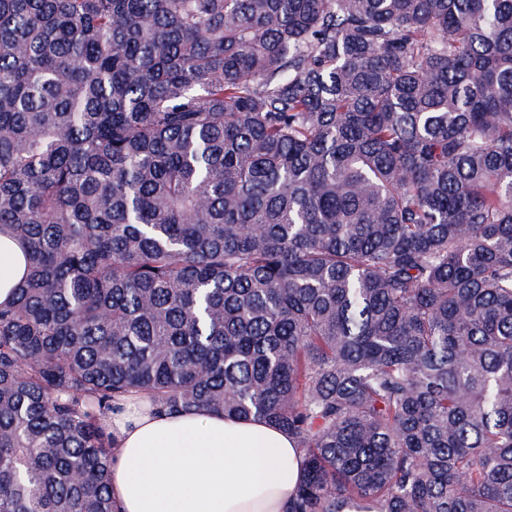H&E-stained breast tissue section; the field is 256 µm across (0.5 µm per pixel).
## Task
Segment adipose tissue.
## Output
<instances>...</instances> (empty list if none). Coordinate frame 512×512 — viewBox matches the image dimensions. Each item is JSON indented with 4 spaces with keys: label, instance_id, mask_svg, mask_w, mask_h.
Masks as SVG:
<instances>
[{
    "label": "adipose tissue",
    "instance_id": "adipose-tissue-1",
    "mask_svg": "<svg viewBox=\"0 0 512 512\" xmlns=\"http://www.w3.org/2000/svg\"><path fill=\"white\" fill-rule=\"evenodd\" d=\"M25 268L22 244L0 234V303ZM105 425L120 512H286L300 480L295 440L259 419L161 415L133 393Z\"/></svg>",
    "mask_w": 512,
    "mask_h": 512
}]
</instances>
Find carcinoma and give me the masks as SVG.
<instances>
[{"mask_svg":"<svg viewBox=\"0 0 512 512\" xmlns=\"http://www.w3.org/2000/svg\"><path fill=\"white\" fill-rule=\"evenodd\" d=\"M0 228V512H117L133 391L512 512V0H0ZM25 268L23 245L6 234H0V303L12 298V289L24 276Z\"/></svg>","mask_w":512,"mask_h":512,"instance_id":"cac0c4a2","label":"carcinoma"}]
</instances>
